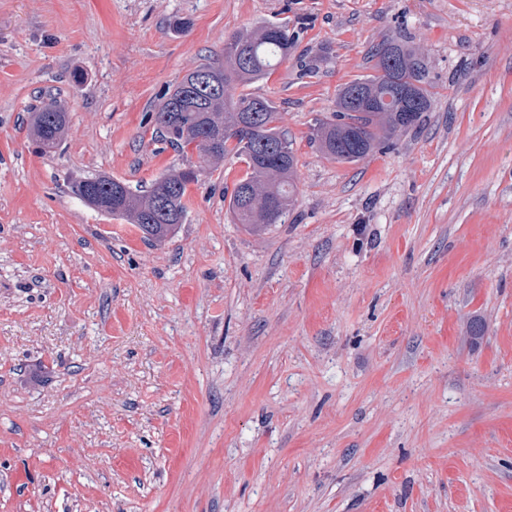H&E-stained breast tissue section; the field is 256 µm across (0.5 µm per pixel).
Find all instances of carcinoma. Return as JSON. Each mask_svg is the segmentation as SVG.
<instances>
[{
  "label": "carcinoma",
  "instance_id": "cac0c4a2",
  "mask_svg": "<svg viewBox=\"0 0 512 512\" xmlns=\"http://www.w3.org/2000/svg\"><path fill=\"white\" fill-rule=\"evenodd\" d=\"M295 35L286 22L262 21L233 35L224 46V65L202 64L183 77L154 115L155 137L179 149L205 134L210 143L196 146L209 162L233 154L247 166L229 208L236 223L256 228L284 222L294 204L296 156L293 143L277 126L280 113L261 96L230 90L270 77L288 59ZM374 72L346 84L332 118L312 135L321 152L341 163L367 158L395 133L417 125L432 101L424 57L397 37L374 49ZM68 112L52 94L30 115V131L43 153L56 152ZM198 181L192 168L168 172L145 190L124 180L95 173L71 184L72 194L93 209L131 221L149 241L162 243L184 223L185 196Z\"/></svg>",
  "mask_w": 512,
  "mask_h": 512
}]
</instances>
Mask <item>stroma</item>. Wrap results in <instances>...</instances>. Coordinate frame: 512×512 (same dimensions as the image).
Here are the masks:
<instances>
[{"label": "stroma", "mask_w": 512, "mask_h": 512, "mask_svg": "<svg viewBox=\"0 0 512 512\" xmlns=\"http://www.w3.org/2000/svg\"><path fill=\"white\" fill-rule=\"evenodd\" d=\"M262 20L298 38L249 88L297 192L253 230L229 211L246 164L153 117ZM392 35L430 110L326 158L312 128ZM189 166L160 244L70 191ZM0 512H512V0H0ZM68 123V112L52 94H46L40 106L30 115V131L39 142L44 154L55 153Z\"/></svg>", "instance_id": "35a3bbf8"}]
</instances>
